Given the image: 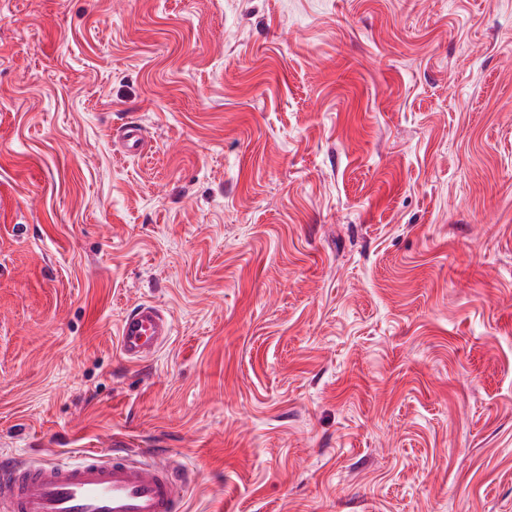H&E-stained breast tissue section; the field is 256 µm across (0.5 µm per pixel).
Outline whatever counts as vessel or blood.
I'll return each instance as SVG.
<instances>
[{"mask_svg": "<svg viewBox=\"0 0 512 512\" xmlns=\"http://www.w3.org/2000/svg\"><path fill=\"white\" fill-rule=\"evenodd\" d=\"M117 142L124 155L137 156L146 134L129 124ZM171 332L168 315L142 303L122 318L116 347L124 361L143 363L160 352ZM184 480L176 464L121 448L95 451L69 465L2 457L0 503L10 512H183Z\"/></svg>", "mask_w": 512, "mask_h": 512, "instance_id": "vessel-or-blood-1", "label": "vessel or blood"}]
</instances>
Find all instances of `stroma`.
<instances>
[{
	"label": "stroma",
	"instance_id": "35a3bbf8",
	"mask_svg": "<svg viewBox=\"0 0 512 512\" xmlns=\"http://www.w3.org/2000/svg\"><path fill=\"white\" fill-rule=\"evenodd\" d=\"M116 441L185 512H512V0H0V454ZM118 145L126 156H137L143 152L146 143L144 129L138 124H127L119 133ZM171 332L172 323L165 312L141 303L122 318L116 347L127 363H143L160 352Z\"/></svg>",
	"mask_w": 512,
	"mask_h": 512
}]
</instances>
